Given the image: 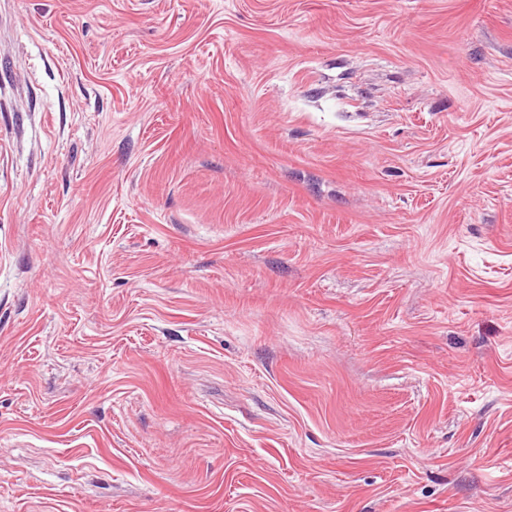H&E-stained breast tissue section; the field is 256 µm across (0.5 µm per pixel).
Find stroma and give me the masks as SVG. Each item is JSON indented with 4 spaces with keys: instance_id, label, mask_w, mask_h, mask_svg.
Returning <instances> with one entry per match:
<instances>
[{
    "instance_id": "stroma-1",
    "label": "stroma",
    "mask_w": 512,
    "mask_h": 512,
    "mask_svg": "<svg viewBox=\"0 0 512 512\" xmlns=\"http://www.w3.org/2000/svg\"><path fill=\"white\" fill-rule=\"evenodd\" d=\"M0 512H512V0H0Z\"/></svg>"
}]
</instances>
